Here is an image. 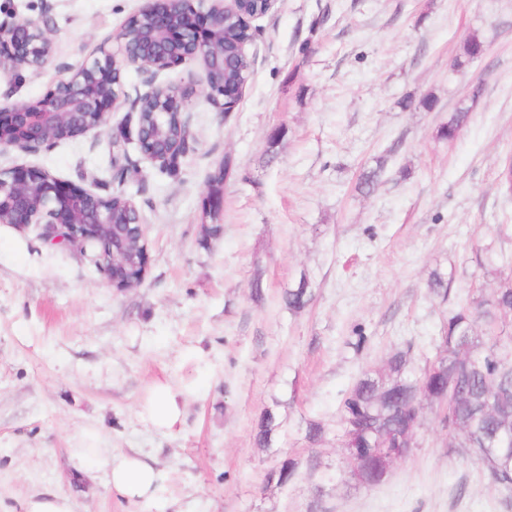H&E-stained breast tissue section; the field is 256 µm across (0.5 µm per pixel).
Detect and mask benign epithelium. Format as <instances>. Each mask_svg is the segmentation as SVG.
Segmentation results:
<instances>
[{
    "instance_id": "obj_1",
    "label": "benign epithelium",
    "mask_w": 512,
    "mask_h": 512,
    "mask_svg": "<svg viewBox=\"0 0 512 512\" xmlns=\"http://www.w3.org/2000/svg\"><path fill=\"white\" fill-rule=\"evenodd\" d=\"M242 0H165L148 2L130 15L112 43L103 42L93 56L65 72L36 101L0 108V150L39 153L63 140L103 132L111 109L126 96L124 70L137 67L147 75L149 91L136 105L154 101L153 128L135 122L122 127L125 135L112 137V180L126 181L129 162L126 145L136 142L140 154L152 165L179 164L191 148L193 133L185 124L181 141L163 136L172 115L185 116L187 99L195 89L187 85L157 84L159 72L174 65L202 63L206 74V99L221 112H231L240 98L224 95V69L247 63L254 44L253 21L271 12L278 0H264L265 9L241 15L244 37L234 51L224 52V15L239 12ZM54 42L46 24L24 15L0 23V69L44 70L52 61ZM208 212L224 209V178L207 180ZM135 220H118L112 197H103L52 175L24 165L0 167V223L25 228L41 227L43 240L79 251L97 248L96 265L115 288L144 280L133 276L149 263L148 241L137 206L128 201Z\"/></svg>"
}]
</instances>
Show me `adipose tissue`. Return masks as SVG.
Here are the masks:
<instances>
[{
	"label": "adipose tissue",
	"mask_w": 512,
	"mask_h": 512,
	"mask_svg": "<svg viewBox=\"0 0 512 512\" xmlns=\"http://www.w3.org/2000/svg\"><path fill=\"white\" fill-rule=\"evenodd\" d=\"M70 460L77 472H103L113 490L129 498L152 496L158 486L159 475L151 466L135 457L115 458L108 448H75Z\"/></svg>",
	"instance_id": "1"
}]
</instances>
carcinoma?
Wrapping results in <instances>:
<instances>
[{
    "label": "carcinoma",
    "instance_id": "1",
    "mask_svg": "<svg viewBox=\"0 0 512 512\" xmlns=\"http://www.w3.org/2000/svg\"><path fill=\"white\" fill-rule=\"evenodd\" d=\"M483 43L471 37L463 46L460 67L479 57ZM250 71H224V89L236 91L247 84ZM469 109L459 108L440 128V136L452 140L467 119ZM501 189L512 192V157L506 158L498 170ZM288 307L299 310L311 299L308 283L285 294ZM512 315V284L497 289L492 295L482 293L458 307L436 337L435 357L420 369L410 364L407 351L389 357L384 371L362 372L341 405V438L344 448H357L373 461L396 447L395 438L408 422L422 420L415 401L441 404L448 384L458 396L442 419L448 431L460 437L459 448L466 456H475L491 478L512 491V358L501 350L499 337L481 336L476 325L484 321L491 326ZM276 426V417L266 411L261 416L256 442L266 446ZM297 463L284 460L267 474V482L279 485L295 475Z\"/></svg>",
    "mask_w": 512,
    "mask_h": 512
}]
</instances>
